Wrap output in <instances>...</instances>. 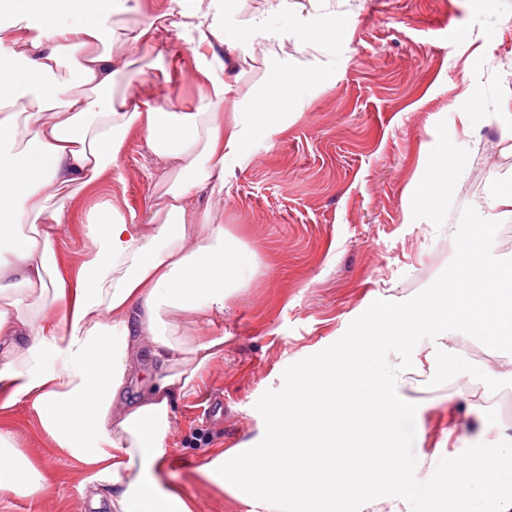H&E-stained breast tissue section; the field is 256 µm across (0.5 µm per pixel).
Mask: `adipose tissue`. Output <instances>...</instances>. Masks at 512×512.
Here are the masks:
<instances>
[{"label":"adipose tissue","mask_w":512,"mask_h":512,"mask_svg":"<svg viewBox=\"0 0 512 512\" xmlns=\"http://www.w3.org/2000/svg\"><path fill=\"white\" fill-rule=\"evenodd\" d=\"M122 0H0V503L40 500L57 473L31 455L12 426L28 407L57 448L83 463L81 484L92 503L112 512H201L199 499L170 480L174 399L195 393L204 371L224 356L223 336L203 326L223 316L224 302L251 269L237 241L208 213L184 202L198 190L223 194L230 165L244 148L269 138L287 121L278 101L310 93L318 78L277 63V80L244 101L232 129L220 110L232 90L211 75V90L194 112L166 100L147 111L116 102L117 44L148 40V29L112 23ZM328 0H275L295 22L285 29L265 16L235 27L210 11L169 10L165 31L193 29L200 40L247 50L258 38L331 46ZM26 114L24 126L11 115ZM143 132L152 150L177 167L144 214L99 204L83 230L74 279L59 266L58 234L68 222L61 191L110 176L128 133ZM43 222L39 238L19 225ZM486 224L462 246L469 292L423 328L418 305L379 308L364 317L381 345L364 354L355 375L284 374L280 393L262 404L259 435L235 448H213L202 481L247 504L251 512H301L294 483L315 501L347 493L353 512H407L406 473H423L426 501L446 500L450 512H512V436L482 432L447 460L449 481L432 478L435 454H408L401 421L420 415L411 398L423 356L446 353L457 336H478L492 350H512V286L476 245ZM375 406L382 440L378 456L274 457L266 444L281 423L308 447L323 445L318 415L327 401ZM495 454L496 469L485 466ZM384 487L373 497L372 485Z\"/></svg>","instance_id":"adipose-tissue-1"}]
</instances>
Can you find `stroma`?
<instances>
[{"instance_id":"35a3bbf8","label":"stroma","mask_w":512,"mask_h":512,"mask_svg":"<svg viewBox=\"0 0 512 512\" xmlns=\"http://www.w3.org/2000/svg\"><path fill=\"white\" fill-rule=\"evenodd\" d=\"M340 32L336 71L312 97L296 100L288 124L248 147L230 168L223 195L200 192L188 206L209 211L253 264L245 285L230 295L224 316L210 326L225 335L224 357L208 369L199 391L177 399L168 470L205 501L206 512H247L246 505L198 486L197 470L216 445L236 447L258 434L257 408L280 391L281 376L336 357L355 336L364 313L421 301L450 266L473 224L487 215L478 204L491 184L512 189L499 105L512 102V24L500 21L512 0H335ZM114 92L151 102L168 97L194 111L210 88L196 57L221 61L239 76L223 105L232 122L237 100L270 79L275 58L320 69L304 43L255 40L247 55L220 42H200L190 30L150 45L113 50ZM473 89L486 111L464 127L463 93ZM447 142L463 166L454 175L438 219L405 221L408 191L424 177L423 151ZM168 161L131 132L118 160L122 183L99 181L68 200L70 221L57 248L77 269L81 226L101 200L142 212L169 184ZM453 364L425 365L420 418L404 426L403 446L468 447L481 428L460 398V385L481 390L490 355L476 336L454 341ZM28 451L60 476L54 495L33 503L16 498L0 512H109L91 508L80 486L83 466L38 431L32 414L17 413Z\"/></svg>"}]
</instances>
